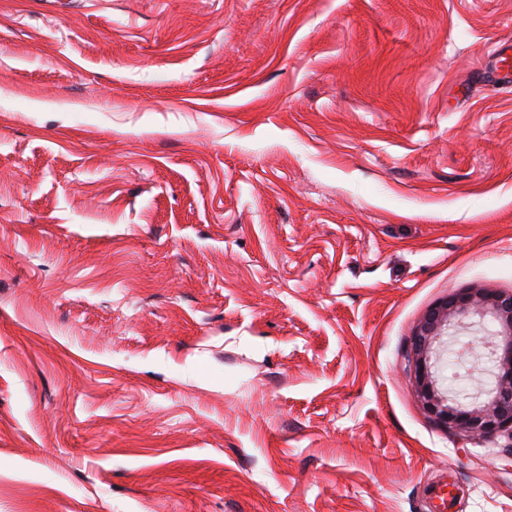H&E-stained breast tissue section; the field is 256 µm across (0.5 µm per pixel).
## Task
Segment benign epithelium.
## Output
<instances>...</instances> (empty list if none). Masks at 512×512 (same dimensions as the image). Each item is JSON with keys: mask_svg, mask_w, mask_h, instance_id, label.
Returning <instances> with one entry per match:
<instances>
[{"mask_svg": "<svg viewBox=\"0 0 512 512\" xmlns=\"http://www.w3.org/2000/svg\"><path fill=\"white\" fill-rule=\"evenodd\" d=\"M492 325L482 344L493 362V381L463 401L444 387L441 353L452 351L457 336ZM415 393L428 414L466 440L512 436V292L458 290L433 306L419 322L409 357Z\"/></svg>", "mask_w": 512, "mask_h": 512, "instance_id": "benign-epithelium-1", "label": "benign epithelium"}]
</instances>
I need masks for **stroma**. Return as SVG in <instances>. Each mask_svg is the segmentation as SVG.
I'll use <instances>...</instances> for the list:
<instances>
[{"mask_svg":"<svg viewBox=\"0 0 512 512\" xmlns=\"http://www.w3.org/2000/svg\"><path fill=\"white\" fill-rule=\"evenodd\" d=\"M512 0H0V512H512L415 395L512 291Z\"/></svg>","mask_w":512,"mask_h":512,"instance_id":"obj_1","label":"stroma"}]
</instances>
